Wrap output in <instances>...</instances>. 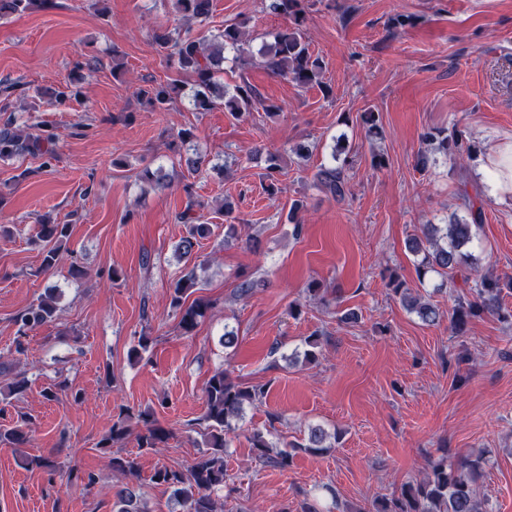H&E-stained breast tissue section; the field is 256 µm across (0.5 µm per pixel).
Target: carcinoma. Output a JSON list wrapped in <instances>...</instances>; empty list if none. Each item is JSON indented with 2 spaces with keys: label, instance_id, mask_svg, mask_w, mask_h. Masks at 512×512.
<instances>
[{
  "label": "carcinoma",
  "instance_id": "carcinoma-1",
  "mask_svg": "<svg viewBox=\"0 0 512 512\" xmlns=\"http://www.w3.org/2000/svg\"><path fill=\"white\" fill-rule=\"evenodd\" d=\"M172 12L184 21L207 23L211 13V0H169ZM36 4L44 8L56 6L54 0H0V17L22 15ZM309 0H268V9L284 16L287 25L267 33L271 41L262 48V56L267 67L275 75L290 81L299 88L317 87L322 92L330 93V88L323 81L324 61L313 55L306 41L304 24ZM153 42L179 75L193 79L194 87L188 105L195 112H207L217 106L235 118L264 112L270 118L280 112L281 106L264 97L247 79L231 89L216 90L224 75L226 52L235 53L234 61H245L249 52L250 39L239 23H226L224 27L209 36H198L191 28L160 26L153 32ZM179 92L176 81L159 82L138 91L139 97L154 108L162 109ZM437 149L453 156L470 155L476 152V145L459 137H443L438 140ZM32 157L40 160V167L48 168L59 160V148L54 134H33L16 126L11 117L0 125V159H24ZM336 165L322 167L315 174L317 183L333 197L343 199L349 192L347 173L352 167V153L341 149L333 154ZM282 166L279 157L268 154L266 166L262 173L270 192L275 191L280 183ZM465 206L470 212L471 221L456 219L449 224H432L424 237H413L407 241V250L415 256V268L419 283H425L428 275L435 273L443 278L448 273L470 263L471 255L463 252L473 238L476 227L482 222L481 209L475 207L468 195H463ZM196 203L189 201L178 219L190 225L188 234L181 238L176 246L179 261L183 262L180 276L171 285V305L179 312V327L183 334L193 333L198 323L205 317L209 304L201 299L187 302L192 288L198 285L197 260L195 247L198 240L213 233L212 225L199 223L194 216ZM70 237V225L55 224L45 218L39 219L35 242L41 246L43 259L41 271L53 269L59 260L61 248ZM395 294L415 312L425 323L435 324L443 316V311L429 301L410 296L409 288L402 282H391ZM471 300L458 301L448 319L452 329L461 333L465 325L473 318L485 312L499 311V297L502 292L496 280L477 281ZM58 297L55 289L38 297L24 311L17 315L15 323L20 337L41 326L57 316ZM263 394V390L254 386H245L229 379L227 373L218 369L209 377L205 386L206 412L202 418L203 425L198 433L203 437L206 451L184 470L161 468L155 471L152 480L173 488V495L181 506L182 512H218L213 494L224 486V448L227 447L226 435L238 428L243 417L244 406L254 402ZM132 415L122 413L113 421L112 428L100 442L99 447L106 450L123 442L131 433ZM143 430L136 435L137 448L157 450L162 448L170 432L159 425L151 414L142 412L138 415ZM332 435L321 428L310 430L307 443L293 444V449L308 452H324L332 448ZM30 436L24 428L0 431V444L20 447L29 442ZM255 462L266 467L272 465L287 468L292 452L282 449L270 454L273 447L264 432L254 431L250 436ZM26 466L45 470L49 482H54L58 467L50 458L41 455L23 456ZM112 470L124 476L138 477L137 458L132 456H114L110 460ZM485 460L481 457L472 459L462 457L454 462L444 459L429 464L430 472L420 479L408 481L401 485L399 492L392 497L378 499L374 503L375 512H487L477 494L478 481L482 476ZM115 512H150L134 490L127 488L118 494Z\"/></svg>",
  "mask_w": 512,
  "mask_h": 512
}]
</instances>
